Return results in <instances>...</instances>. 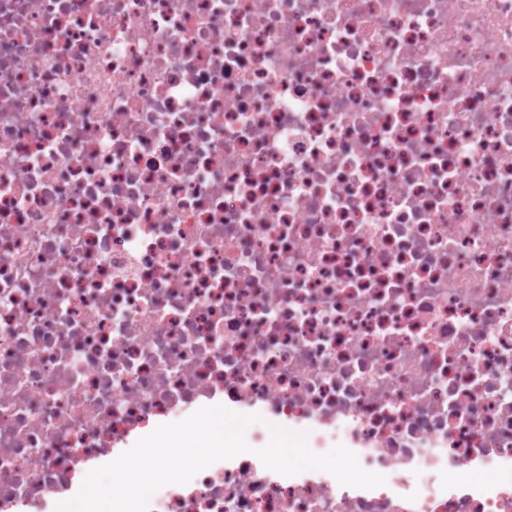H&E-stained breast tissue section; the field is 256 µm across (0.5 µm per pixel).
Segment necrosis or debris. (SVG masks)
<instances>
[{
	"mask_svg": "<svg viewBox=\"0 0 512 512\" xmlns=\"http://www.w3.org/2000/svg\"><path fill=\"white\" fill-rule=\"evenodd\" d=\"M221 404L149 512H512V0H0V512Z\"/></svg>",
	"mask_w": 512,
	"mask_h": 512,
	"instance_id": "obj_1",
	"label": "necrosis or debris"
}]
</instances>
